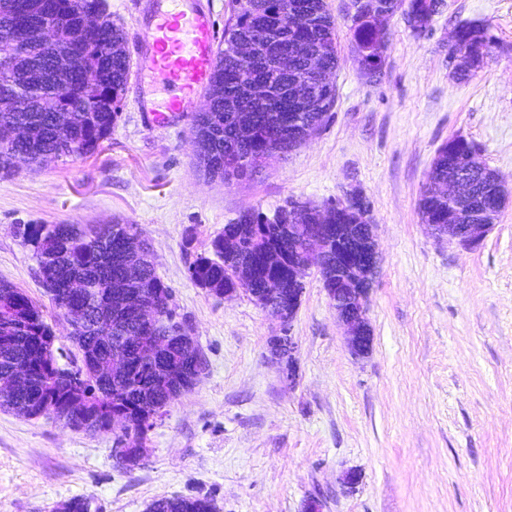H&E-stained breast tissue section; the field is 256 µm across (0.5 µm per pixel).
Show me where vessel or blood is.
I'll use <instances>...</instances> for the list:
<instances>
[{
  "label": "vessel or blood",
  "mask_w": 512,
  "mask_h": 512,
  "mask_svg": "<svg viewBox=\"0 0 512 512\" xmlns=\"http://www.w3.org/2000/svg\"><path fill=\"white\" fill-rule=\"evenodd\" d=\"M170 2V10H150L138 38V73L151 75L167 93L148 118L151 126L161 128L193 115L216 58L217 31L210 9L201 0Z\"/></svg>",
  "instance_id": "b4317fda"
}]
</instances>
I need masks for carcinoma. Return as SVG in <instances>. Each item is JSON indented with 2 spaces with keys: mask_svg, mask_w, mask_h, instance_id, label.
Returning <instances> with one entry per match:
<instances>
[{
  "mask_svg": "<svg viewBox=\"0 0 512 512\" xmlns=\"http://www.w3.org/2000/svg\"><path fill=\"white\" fill-rule=\"evenodd\" d=\"M57 24L70 38L82 15L99 13V31L85 35L66 57L36 45L30 58L19 61L12 54L10 0H0V96L14 98L11 112H0V131L26 126L37 129L36 137L10 144L9 150L24 154L29 163L46 165L61 157L94 153L111 134L118 117L120 95L127 83L129 60L123 28L112 21L106 0H56ZM372 7L395 14L402 12L413 32H428L444 0H374ZM224 30L232 38L252 41L267 34L264 51L277 60L270 72L266 58L239 61L226 47L217 60L207 88L209 109L196 112L192 130L198 140L199 163L205 173L226 180L244 178L252 170L230 163L247 155L286 156L290 148L312 127H320L335 104L336 91L320 89L318 96L301 106L283 110L293 76L303 71L310 57L320 56L321 68L335 69L339 63L336 24L325 0H228ZM355 44L367 50L357 57L365 77L380 75L385 57L374 51L380 41L374 27L352 24ZM457 42L468 50L471 65L457 68L454 77L471 79L492 48L487 29L472 22L457 27ZM85 55L98 56V69L79 83L73 74ZM273 83V93L263 96L252 86L255 78ZM254 136L240 135L242 127ZM479 149L452 139L435 157L431 178L448 186V178L459 170L471 171L475 202L495 193L480 168ZM419 210L432 224L448 223L446 194H422ZM369 203L361 195L352 197L329 224H360ZM306 203L290 198L267 214L259 209L240 213L224 225V232L211 240L210 253L196 255L188 267L190 280L212 293L239 286L261 301L266 283L280 282L288 291V264H274L263 256V247L286 253L294 242L286 225L313 224ZM24 243L31 247L42 280L51 279L56 291L51 301L64 314L69 299L61 285L78 277L101 288L99 299L82 321V329L71 337L81 360L57 348L55 364L35 350V341L53 335L43 311L19 288L0 281V409L27 417L46 416L61 420L69 402L74 407L66 424L84 430L106 432L112 422L133 425L141 415L162 417L167 407L192 389L202 370L203 358L194 340L187 338L183 323L169 321L174 312L170 288L151 265L135 258L145 241L132 224H27ZM134 292L156 306L164 321L145 328L125 303ZM110 329L107 336L99 327ZM168 335L165 350L154 351L149 337ZM128 352L134 362L130 375L109 367L112 351ZM149 512H216L208 497H162L149 505Z\"/></svg>",
  "mask_w": 512,
  "mask_h": 512,
  "instance_id": "obj_1",
  "label": "carcinoma"
}]
</instances>
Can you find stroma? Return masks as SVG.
Returning a JSON list of instances; mask_svg holds the SVG:
<instances>
[{
	"label": "stroma",
	"mask_w": 512,
	"mask_h": 512,
	"mask_svg": "<svg viewBox=\"0 0 512 512\" xmlns=\"http://www.w3.org/2000/svg\"><path fill=\"white\" fill-rule=\"evenodd\" d=\"M326 4L336 104L285 158L229 183L208 178L191 124L147 123L141 102L164 94L133 72L95 153L0 177V280L42 306L57 345L70 347V327L22 228L117 221L150 242L204 362L131 468L116 459L112 435L0 410V512H57L80 496L91 512H146L182 495L208 496L218 512H303L315 495L322 512H512V200L468 249L431 234L418 208L438 149L458 134L512 185V0H445L420 37L392 16L373 82L354 57L348 0ZM465 21L485 25L498 47L460 83L448 38ZM354 191L370 204L378 251L364 301L371 348L350 353L311 268L292 322L298 377L288 382L270 353L273 317L245 293L196 286L188 266L240 212ZM351 470L360 479L348 487Z\"/></svg>",
	"instance_id": "1"
}]
</instances>
